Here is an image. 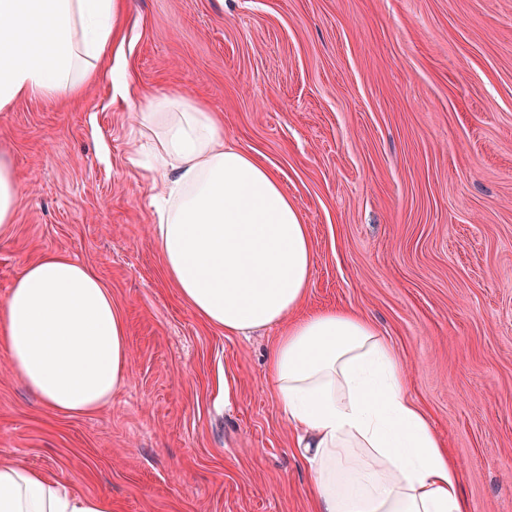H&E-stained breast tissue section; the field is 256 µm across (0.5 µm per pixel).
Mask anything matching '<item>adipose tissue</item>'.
<instances>
[{"label": "adipose tissue", "instance_id": "ef3b65f1", "mask_svg": "<svg viewBox=\"0 0 512 512\" xmlns=\"http://www.w3.org/2000/svg\"><path fill=\"white\" fill-rule=\"evenodd\" d=\"M124 5L0 0V112L79 94L111 52ZM133 130L151 144L154 234L181 298L228 335L279 329L267 370L305 450L313 512H468L459 466L373 323L347 307L301 312L314 251L274 171L225 143L222 118L196 100L144 98ZM22 201L1 150L0 238ZM0 349L25 387L63 414L105 407L128 378L126 324L111 290L60 252L28 262L0 304ZM0 512H112V502L0 459Z\"/></svg>", "mask_w": 512, "mask_h": 512}]
</instances>
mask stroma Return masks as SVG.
<instances>
[{
  "label": "stroma",
  "instance_id": "1",
  "mask_svg": "<svg viewBox=\"0 0 512 512\" xmlns=\"http://www.w3.org/2000/svg\"><path fill=\"white\" fill-rule=\"evenodd\" d=\"M117 62L78 95L0 113L23 203L0 303L48 251L90 267L128 324L102 409H49L0 351V458L114 512H311L266 363L168 282L132 114L180 93L278 175L309 226V309L362 311L462 471L512 512V0H125Z\"/></svg>",
  "mask_w": 512,
  "mask_h": 512
}]
</instances>
